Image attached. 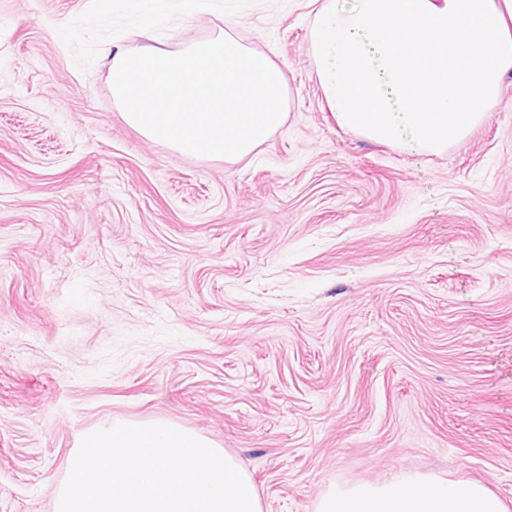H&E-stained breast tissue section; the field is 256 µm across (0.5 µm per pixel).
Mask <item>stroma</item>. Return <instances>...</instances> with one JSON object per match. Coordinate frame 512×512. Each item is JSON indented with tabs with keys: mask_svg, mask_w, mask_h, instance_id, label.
<instances>
[{
	"mask_svg": "<svg viewBox=\"0 0 512 512\" xmlns=\"http://www.w3.org/2000/svg\"><path fill=\"white\" fill-rule=\"evenodd\" d=\"M313 0H171L177 51L268 54L286 118L237 163L128 125L108 44L143 0H0V512H55L91 430L166 422L234 457L262 512L404 472L512 512V73L438 154L341 128Z\"/></svg>",
	"mask_w": 512,
	"mask_h": 512,
	"instance_id": "stroma-1",
	"label": "stroma"
}]
</instances>
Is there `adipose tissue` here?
I'll return each mask as SVG.
<instances>
[{"instance_id":"1","label":"adipose tissue","mask_w":512,"mask_h":512,"mask_svg":"<svg viewBox=\"0 0 512 512\" xmlns=\"http://www.w3.org/2000/svg\"><path fill=\"white\" fill-rule=\"evenodd\" d=\"M309 52L340 127L435 154L463 140L512 72V0H321ZM316 512H506L479 481L417 472L334 488Z\"/></svg>"}]
</instances>
